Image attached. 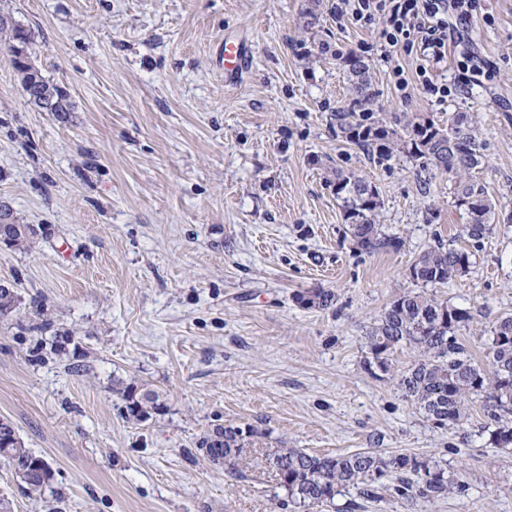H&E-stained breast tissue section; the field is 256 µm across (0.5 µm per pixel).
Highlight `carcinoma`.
<instances>
[{
	"mask_svg": "<svg viewBox=\"0 0 512 512\" xmlns=\"http://www.w3.org/2000/svg\"><path fill=\"white\" fill-rule=\"evenodd\" d=\"M355 97L351 107L334 115L336 136L367 154L374 163L386 167L394 153L404 152L426 173L423 185L429 186L432 172L448 176L453 186V202L466 216L463 247H446L442 242L425 251L408 269L407 277L423 286H446L469 272L484 240L499 223L511 224L512 213L496 218V205L486 186L473 176L482 165L483 143L479 128L466 112H454L448 122L433 118L421 120L402 113L390 119L373 111L375 93L370 64L355 53L340 54ZM21 87L36 83L44 90L58 87L31 66L18 71ZM336 199L341 201L346 221L345 234L366 253L397 251L400 238L386 234L377 224L381 199L371 181L341 168L330 180ZM18 292L0 293V317L18 307ZM470 312L421 292H406L394 299L366 333L371 357L364 361L371 373L390 371L393 354L411 347L418 358L397 375L396 384L410 401L435 426H461L468 419V402H482L487 421L482 426L495 448L512 447V316L500 318L491 328L486 363L478 364L460 339L468 325ZM143 397L154 412L163 408L155 392L125 386L122 397L126 418L142 421L143 410L130 403ZM266 433L252 425L217 426L204 433L197 448L218 465H225L236 478L246 477L240 462L252 453L247 439L254 441ZM34 455L21 438L14 446L0 447V459L9 469ZM265 461L275 470L278 487L286 498V510L330 503L341 488H356L360 496L379 500L386 489L407 501L435 499L455 487L464 488L460 476L450 474L432 461L411 453L383 455L374 450L338 455H320L302 448H267Z\"/></svg>",
	"mask_w": 512,
	"mask_h": 512,
	"instance_id": "carcinoma-1",
	"label": "carcinoma"
}]
</instances>
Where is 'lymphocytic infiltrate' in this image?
<instances>
[{
    "label": "lymphocytic infiltrate",
    "mask_w": 512,
    "mask_h": 512,
    "mask_svg": "<svg viewBox=\"0 0 512 512\" xmlns=\"http://www.w3.org/2000/svg\"><path fill=\"white\" fill-rule=\"evenodd\" d=\"M472 7V0H339L336 19L360 27L382 19L376 50L387 57L401 53L423 59L412 72L400 64L393 67L395 88L404 93L417 85L444 102L462 87L435 81L432 68L447 58L448 42L454 39L459 24L470 19Z\"/></svg>",
    "instance_id": "1"
}]
</instances>
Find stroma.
Returning a JSON list of instances; mask_svg holds the SVG:
<instances>
[{"mask_svg":"<svg viewBox=\"0 0 512 512\" xmlns=\"http://www.w3.org/2000/svg\"><path fill=\"white\" fill-rule=\"evenodd\" d=\"M16 26L69 111L27 101ZM228 36L250 53L230 85ZM373 36L337 24L336 0H0V202L36 230L27 249L0 247V282L21 296L0 319V419L53 473L35 496L0 461L13 512H282L266 469L235 479L198 450L227 424L319 454L413 452L465 482L414 502L349 488L313 512H512V450L489 446L479 405L464 427L438 428L364 367L369 327L414 287L409 266L435 238L464 244L447 176L422 193L408 155L381 167L336 136L354 98L336 55ZM464 43L491 77L444 104L400 97L393 59L369 57L375 109L471 113L477 176L512 211V0H476ZM338 166L378 186L400 250L364 254L344 238L328 183ZM315 289L333 304L297 303ZM426 292L470 311L461 338L484 358L512 314V226ZM57 336L61 352H45ZM130 383L163 412L127 420Z\"/></svg>","mask_w":512,"mask_h":512,"instance_id":"obj_1","label":"stroma"}]
</instances>
